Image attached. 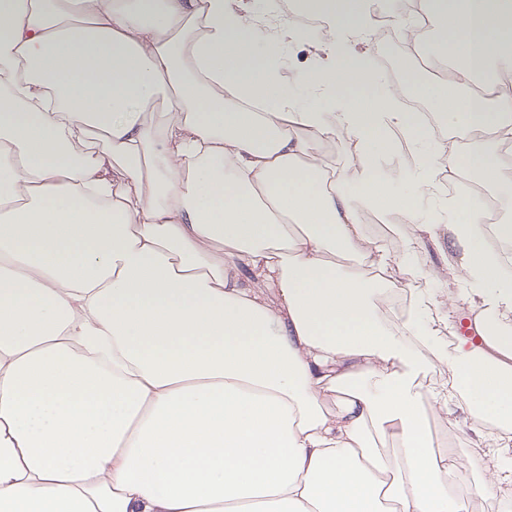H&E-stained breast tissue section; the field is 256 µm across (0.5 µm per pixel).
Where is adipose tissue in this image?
<instances>
[{"mask_svg": "<svg viewBox=\"0 0 512 512\" xmlns=\"http://www.w3.org/2000/svg\"><path fill=\"white\" fill-rule=\"evenodd\" d=\"M315 2L317 40L259 37L251 0H0V512H470L423 402L512 446V283L483 213L452 197L420 223L378 173L397 138L474 128L512 209V0H424L451 63L435 126L373 91L368 0ZM308 40L338 111L274 76ZM335 140L342 164L313 161ZM369 211L447 231L484 347H446L456 297L414 280L379 320L411 242L369 238Z\"/></svg>", "mask_w": 512, "mask_h": 512, "instance_id": "ef3b65f1", "label": "adipose tissue"}]
</instances>
